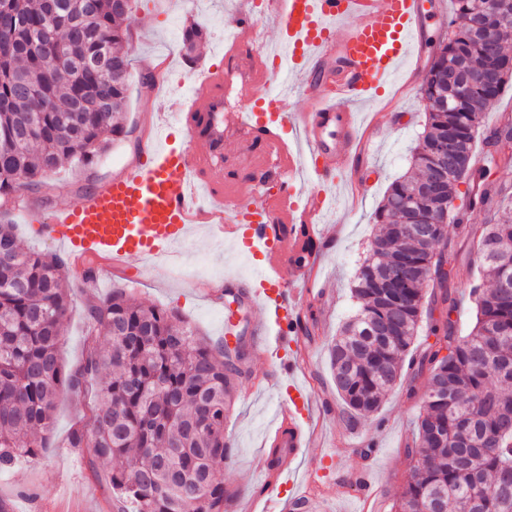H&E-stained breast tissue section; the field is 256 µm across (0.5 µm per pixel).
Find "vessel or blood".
Returning <instances> with one entry per match:
<instances>
[{"label":"vessel or blood","mask_w":512,"mask_h":512,"mask_svg":"<svg viewBox=\"0 0 512 512\" xmlns=\"http://www.w3.org/2000/svg\"><path fill=\"white\" fill-rule=\"evenodd\" d=\"M284 36L278 46L260 43L258 27L247 14L232 22L224 54L238 58L243 80L265 83L269 61L281 74L296 73L293 92L306 94L308 107L289 111L288 95L268 98L265 108L248 105L224 115V85L230 74L210 67L194 79L172 104L173 117L188 140L185 149L170 146L171 130L158 132L151 158L121 178L86 191L73 206L55 208L43 233L67 250L76 271L87 257L102 258L101 273L125 270L128 259L162 260L183 243L195 224L215 230L217 239L244 240L260 253L269 274L263 288H251L229 275L225 294L239 307L260 308L274 302L279 330L276 344L296 342L302 332L304 307L311 295L315 269L299 264L300 285L284 287L278 271L298 249L297 233L312 237L321 216L335 209L336 200L324 190L332 174L362 175L356 161L386 119L375 113L361 121L358 104L414 62L421 75L425 57L420 0H267ZM228 126L251 138L263 133V166L283 172L276 191L255 183L225 181L224 141L218 132ZM303 136L289 146L285 130ZM318 183L307 193L298 190L303 170ZM249 331L256 352H270L265 319L255 316ZM304 393L293 388L281 402L272 434L275 448L259 479L268 487L263 512H292L301 500L288 489V468L302 454L307 439L299 414Z\"/></svg>","instance_id":"obj_1"}]
</instances>
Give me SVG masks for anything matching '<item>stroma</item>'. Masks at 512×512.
<instances>
[{
    "label": "stroma",
    "instance_id": "35a3bbf8",
    "mask_svg": "<svg viewBox=\"0 0 512 512\" xmlns=\"http://www.w3.org/2000/svg\"><path fill=\"white\" fill-rule=\"evenodd\" d=\"M239 0H135L127 45L130 71L129 105L125 117L126 137L116 141L94 163L76 168L64 167L48 178L9 216L15 225L21 247L27 251L65 257L64 249L44 238L41 224L53 209L72 206L89 188L117 178L138 166L155 144L154 131L160 115L168 111L172 98L184 93L187 83L197 78L223 51L230 35L227 23ZM200 22L207 37L194 51L195 63L184 58L183 29L187 20ZM165 63L170 77L166 90L144 84L146 59ZM419 82L398 76L386 89V98L402 111V118L390 125L370 146L371 181L357 197H350L345 180L336 184V209L326 217L327 224L340 225L339 234L318 236L314 250L319 298L305 310L313 332L310 339L284 347L280 356L252 360L254 373L268 375L266 389L253 390L242 380L241 398L236 399L227 419V429L235 440L229 458L220 468L224 484L241 497L263 495L255 482L257 471L268 453L266 433L281 400L290 391V382L278 369L280 358L307 356L304 376L309 405L304 413L322 427L297 463L298 472L317 469L313 490L321 512H348L360 489L357 482L370 477L380 488L382 498L396 494L403 483L409 461L404 453L413 437V421L422 404L410 399L404 387L393 388L372 416L361 417L355 428H348L345 406L336 390L328 367V348L354 312L351 286L360 256L381 227L374 222L395 178L409 168V149L425 122V109ZM238 244L211 240L207 228L196 230L189 241L176 250L173 259L145 262L130 259V273H113L97 285H86L68 276L70 310L64 324L60 356L69 367L79 366L87 352L88 304L106 299L113 289H123L131 303L157 306L177 313L196 328L199 339L214 347L224 342V310L228 299L222 292L225 273L258 284L264 276L261 262L241 254ZM87 414L85 399L61 392L46 446L23 468L0 473V502L14 512H115L112 491L105 482L104 466L94 460L89 449L66 448L62 442L71 427ZM341 457L334 465L323 463L327 450Z\"/></svg>",
    "mask_w": 512,
    "mask_h": 512
}]
</instances>
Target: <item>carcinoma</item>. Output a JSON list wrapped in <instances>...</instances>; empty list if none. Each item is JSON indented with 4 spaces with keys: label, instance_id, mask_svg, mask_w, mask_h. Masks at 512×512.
Segmentation results:
<instances>
[{
    "label": "carcinoma",
    "instance_id": "carcinoma-1",
    "mask_svg": "<svg viewBox=\"0 0 512 512\" xmlns=\"http://www.w3.org/2000/svg\"><path fill=\"white\" fill-rule=\"evenodd\" d=\"M68 6L78 35L60 28L56 44L34 50L32 36L56 24L48 0H0V219L63 163L89 164L109 149L104 135L123 133L131 7ZM448 28L420 85L428 119L411 151L418 175L395 181L375 213L384 232L366 247L352 287L357 310L331 343L329 365L354 425L402 383L424 314L441 307L445 317L429 325L434 342L411 363L407 396L423 376L425 392L405 448L408 474L387 512H512V291L501 288L512 279V189L473 161L486 105L512 86V0H454ZM204 37L198 24L185 29V50ZM97 56L110 63V79L84 66ZM462 63L492 78L466 84ZM502 118L484 143L495 164L512 167V115ZM450 141L447 162L439 147ZM474 212L488 218L478 234L468 224ZM450 225L492 281L471 288L475 322L463 336L451 318L460 270ZM65 267L55 255L22 250L14 225H0V471L45 447L66 390L93 398L90 425L72 428L66 447L115 462L107 482L117 512H229L214 471L227 452L240 351L217 352L177 314L134 305L116 289L87 307L88 353L69 369L58 353L69 309Z\"/></svg>",
    "mask_w": 512,
    "mask_h": 512
}]
</instances>
